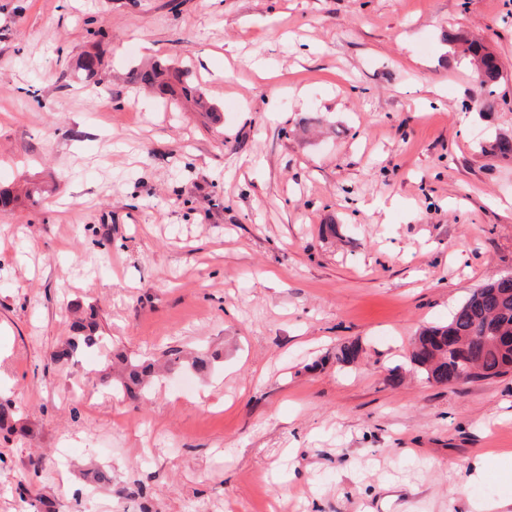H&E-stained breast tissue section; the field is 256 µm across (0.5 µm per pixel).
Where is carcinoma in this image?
Returning <instances> with one entry per match:
<instances>
[{
  "instance_id": "cac0c4a2",
  "label": "carcinoma",
  "mask_w": 512,
  "mask_h": 512,
  "mask_svg": "<svg viewBox=\"0 0 512 512\" xmlns=\"http://www.w3.org/2000/svg\"><path fill=\"white\" fill-rule=\"evenodd\" d=\"M461 55L469 61L478 74V85L493 94V87L501 74L495 56L478 41H466ZM141 83L166 95L174 91L171 81L181 85L182 95L195 99L197 105L207 107L204 95L183 80L180 72L173 74V80L164 78L159 68L139 74ZM481 152L512 160V137L496 136L481 146ZM512 279L499 277L477 287L459 305L448 321L422 329L413 343V358L422 368L426 379L443 383L448 368H459L463 379L473 381L502 377L512 371ZM101 342L93 321L81 319L75 322L74 336L56 355V361L65 365L74 353L89 349ZM216 355L200 354L187 362L180 353L165 355L164 366L172 372L186 364L198 373L209 370ZM158 360L155 358L132 359L122 352L114 355L108 363L109 372L103 379L104 386L133 400L142 397L155 377ZM17 415L13 404L0 402V430L17 431Z\"/></svg>"
}]
</instances>
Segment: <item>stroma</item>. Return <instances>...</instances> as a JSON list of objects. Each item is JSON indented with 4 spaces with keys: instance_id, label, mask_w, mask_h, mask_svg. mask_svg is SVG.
Returning <instances> with one entry per match:
<instances>
[{
    "instance_id": "1",
    "label": "stroma",
    "mask_w": 512,
    "mask_h": 512,
    "mask_svg": "<svg viewBox=\"0 0 512 512\" xmlns=\"http://www.w3.org/2000/svg\"><path fill=\"white\" fill-rule=\"evenodd\" d=\"M453 35L497 57L492 108ZM153 65L215 117L140 84ZM498 134L512 0H0V188L21 193L0 400L22 425L0 431V512L512 502V374L441 385L408 359L512 275ZM89 312L125 354L219 359L124 400L95 350L51 360Z\"/></svg>"
}]
</instances>
